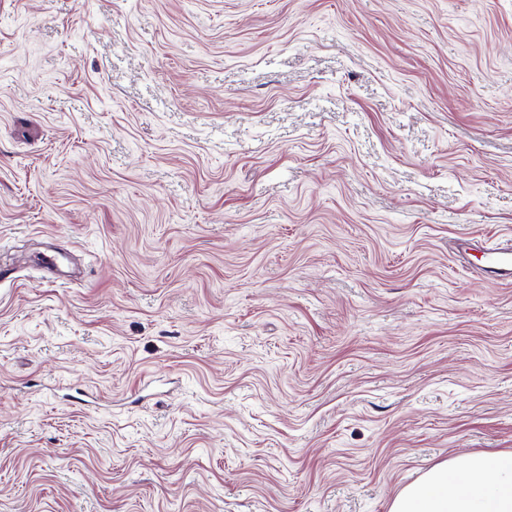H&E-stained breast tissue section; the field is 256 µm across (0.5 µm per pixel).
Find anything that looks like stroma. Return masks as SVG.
I'll return each instance as SVG.
<instances>
[{
    "label": "stroma",
    "mask_w": 512,
    "mask_h": 512,
    "mask_svg": "<svg viewBox=\"0 0 512 512\" xmlns=\"http://www.w3.org/2000/svg\"><path fill=\"white\" fill-rule=\"evenodd\" d=\"M471 234L512 0H0V512H389L512 450Z\"/></svg>",
    "instance_id": "stroma-1"
}]
</instances>
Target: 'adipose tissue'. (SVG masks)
I'll return each instance as SVG.
<instances>
[{"label":"adipose tissue","mask_w":512,"mask_h":512,"mask_svg":"<svg viewBox=\"0 0 512 512\" xmlns=\"http://www.w3.org/2000/svg\"><path fill=\"white\" fill-rule=\"evenodd\" d=\"M390 512H512V451L439 463L405 486Z\"/></svg>","instance_id":"adipose-tissue-1"}]
</instances>
